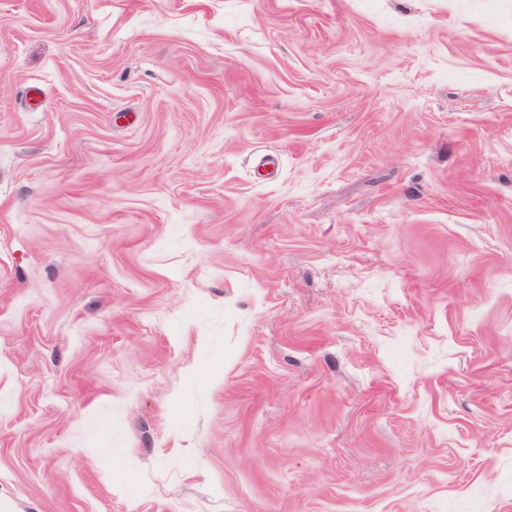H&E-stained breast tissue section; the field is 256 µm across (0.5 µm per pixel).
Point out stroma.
Instances as JSON below:
<instances>
[{
	"label": "stroma",
	"instance_id": "1",
	"mask_svg": "<svg viewBox=\"0 0 512 512\" xmlns=\"http://www.w3.org/2000/svg\"><path fill=\"white\" fill-rule=\"evenodd\" d=\"M0 512H512V0H0Z\"/></svg>",
	"mask_w": 512,
	"mask_h": 512
}]
</instances>
